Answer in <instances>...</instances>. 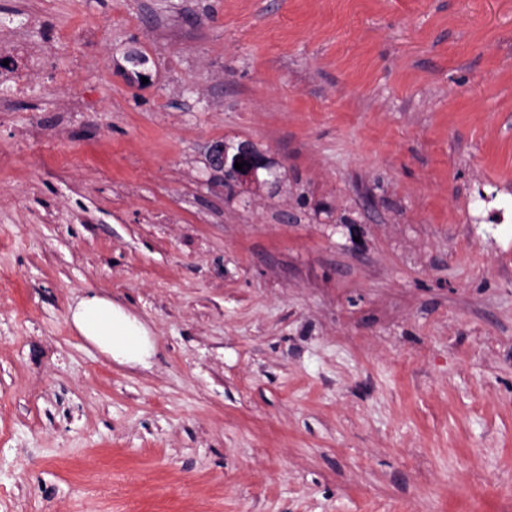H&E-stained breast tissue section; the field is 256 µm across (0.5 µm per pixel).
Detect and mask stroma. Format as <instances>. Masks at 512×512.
I'll return each instance as SVG.
<instances>
[{
  "label": "stroma",
  "mask_w": 512,
  "mask_h": 512,
  "mask_svg": "<svg viewBox=\"0 0 512 512\" xmlns=\"http://www.w3.org/2000/svg\"><path fill=\"white\" fill-rule=\"evenodd\" d=\"M35 13L87 109L0 112V512H512V0ZM210 161L212 166L236 180L254 175L259 168L269 169L270 167L260 156L252 153L244 146L239 147L238 151L230 156L226 146L215 145L210 152ZM241 161H246L243 171L234 167L235 162L240 163ZM79 334L109 359L121 364H146L154 353L146 326L111 300L90 292L70 310Z\"/></svg>",
  "instance_id": "1"
}]
</instances>
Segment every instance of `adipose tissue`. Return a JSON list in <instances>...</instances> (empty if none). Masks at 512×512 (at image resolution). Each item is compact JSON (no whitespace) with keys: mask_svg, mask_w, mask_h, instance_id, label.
Returning <instances> with one entry per match:
<instances>
[{"mask_svg":"<svg viewBox=\"0 0 512 512\" xmlns=\"http://www.w3.org/2000/svg\"><path fill=\"white\" fill-rule=\"evenodd\" d=\"M70 320L87 342L118 363L143 364L154 352L146 326L97 293L83 297L71 309Z\"/></svg>","mask_w":512,"mask_h":512,"instance_id":"adipose-tissue-1","label":"adipose tissue"}]
</instances>
